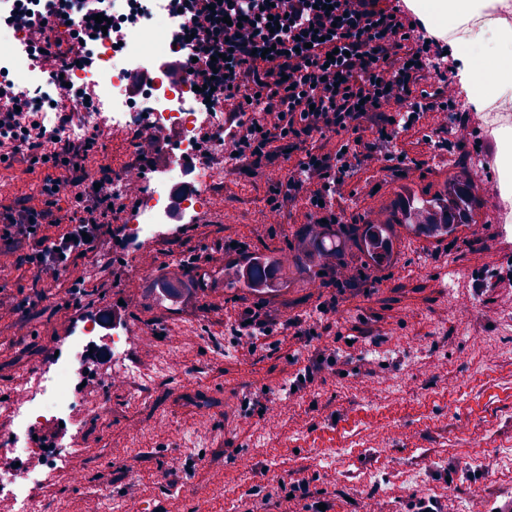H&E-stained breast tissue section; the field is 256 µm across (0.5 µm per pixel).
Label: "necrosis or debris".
<instances>
[{
  "mask_svg": "<svg viewBox=\"0 0 512 512\" xmlns=\"http://www.w3.org/2000/svg\"><path fill=\"white\" fill-rule=\"evenodd\" d=\"M452 22L448 36L460 45L474 47L488 33H496V18L512 21V4L503 0H445ZM174 0H110L108 34L87 31L88 59L73 68L68 82L73 89L88 88L90 100H77V115L66 128L69 139L89 136L103 121L133 128L166 132L178 130L175 159L160 175L130 168L114 189L120 199H133L135 208L127 226L134 239H148L160 225L168 223L173 210L200 215L208 206L212 186L224 173L215 157L224 156V101H216L213 111L195 108V87L200 79L189 76L174 84L164 74H156L139 97L125 92L127 72L132 67L171 52ZM37 29L15 25L0 12V82L37 95L38 122L51 130L56 126L55 109L44 98L45 80L34 69L21 45L38 40ZM498 93L489 94L472 87L470 94L454 93L459 109L473 110L482 101V126L495 144V150L481 158L494 183L487 195L489 217L498 224L512 223V60L494 70ZM97 325L84 329L83 336L59 352V369H44L16 390L7 409L13 421L11 435L0 438V501L14 512H42L38 491L66 463L78 442L75 435H59L52 447H35L32 435L67 422L78 425L82 416L92 413L89 388L98 384L95 357Z\"/></svg>",
  "mask_w": 512,
  "mask_h": 512,
  "instance_id": "necrosis-or-debris-1",
  "label": "necrosis or debris"
}]
</instances>
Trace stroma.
I'll return each mask as SVG.
<instances>
[{
	"instance_id": "35a3bbf8",
	"label": "stroma",
	"mask_w": 512,
	"mask_h": 512,
	"mask_svg": "<svg viewBox=\"0 0 512 512\" xmlns=\"http://www.w3.org/2000/svg\"><path fill=\"white\" fill-rule=\"evenodd\" d=\"M433 137L454 161L432 157L401 174L370 166L342 204L344 221L390 205L405 183L434 192L448 177L475 174L480 154L457 158V131ZM266 195L265 177L223 176L195 227L168 226L180 236L174 247L151 238L79 260L87 274L79 307L66 305L45 275L35 311H0V397L47 366L48 351L86 318L120 300L131 338L119 368L162 363L147 385L92 391L104 413L82 422L80 451L42 491L44 512H85L98 495L115 510L134 501L140 512H276L281 483L302 479L326 512H364L372 495L387 512H411L418 491L452 501L455 512H467L474 496L491 507L511 500L512 285L479 296L473 286L479 275L512 270V227L479 212L476 236L401 237L377 283L339 295L336 312L323 314L332 289L305 278L257 297L224 287L223 265L210 260L231 236L245 242L246 261L304 233L299 208L263 223ZM192 256L197 264L181 276L191 299L163 290L162 276ZM456 294L475 298L466 318L448 314ZM259 301L272 318L299 319L313 335L284 329L248 352L234 321ZM318 348L336 351V365L283 396ZM267 397L278 408L273 426L252 412Z\"/></svg>"
}]
</instances>
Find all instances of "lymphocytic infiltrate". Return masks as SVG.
Here are the masks:
<instances>
[{
	"label": "lymphocytic infiltrate",
	"instance_id": "f902f5d3",
	"mask_svg": "<svg viewBox=\"0 0 512 512\" xmlns=\"http://www.w3.org/2000/svg\"><path fill=\"white\" fill-rule=\"evenodd\" d=\"M71 19L61 0H45L33 55L57 90L62 130L74 97L89 95L65 88L69 66L85 55L77 32L64 41L54 35ZM201 20L203 37L181 67L224 93L230 172L274 176L266 215L300 202L307 223L341 224L346 187L357 186L376 156L407 167L410 152L438 147L425 132L433 113H446L457 129L471 121L444 91L453 59L401 0H184L182 32ZM272 20L277 30H269ZM37 111L18 95L0 112V167L44 173L36 195L0 203V243L27 244L15 269L57 277L125 240L112 224L113 170L101 162L98 136L55 144ZM292 151L296 162L282 169Z\"/></svg>",
	"mask_w": 512,
	"mask_h": 512
}]
</instances>
